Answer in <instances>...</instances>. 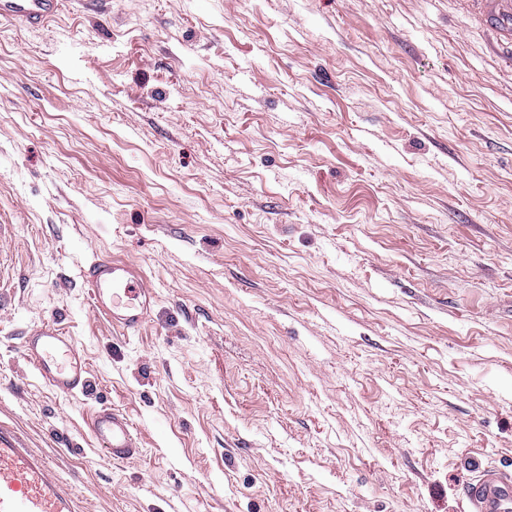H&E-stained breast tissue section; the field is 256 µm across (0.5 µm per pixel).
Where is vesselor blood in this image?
<instances>
[{
    "label": "vessel or blood",
    "mask_w": 512,
    "mask_h": 512,
    "mask_svg": "<svg viewBox=\"0 0 512 512\" xmlns=\"http://www.w3.org/2000/svg\"><path fill=\"white\" fill-rule=\"evenodd\" d=\"M487 26L500 43L512 48V0H475ZM64 0H0V17L38 29L57 15ZM81 276L95 312L108 317L124 336H136L147 322L156 299L141 269L108 257H93ZM24 354L36 374L55 392L68 396L89 387L90 368L70 336L56 323L33 329ZM102 453L115 461L138 454L139 442L128 419L104 407L90 420ZM476 512H512V479L488 475L465 487ZM0 512H76L75 496L65 489L45 457L0 430Z\"/></svg>",
    "instance_id": "vessel-or-blood-1"
}]
</instances>
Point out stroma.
Here are the masks:
<instances>
[{"mask_svg":"<svg viewBox=\"0 0 512 512\" xmlns=\"http://www.w3.org/2000/svg\"><path fill=\"white\" fill-rule=\"evenodd\" d=\"M96 255L155 289L139 335ZM52 319L87 392L23 355ZM0 426L79 512H474L512 475V63L473 0L0 22ZM81 276L89 290L93 310L108 317L124 336H136L147 322L156 299L141 269L108 257L94 256ZM91 430L100 443L98 448L113 461L125 460L138 454L139 442L128 419L114 409L104 407L90 420ZM464 493L477 512H510L512 510V479L487 475L465 487Z\"/></svg>","mask_w":512,"mask_h":512,"instance_id":"1","label":"stroma"}]
</instances>
